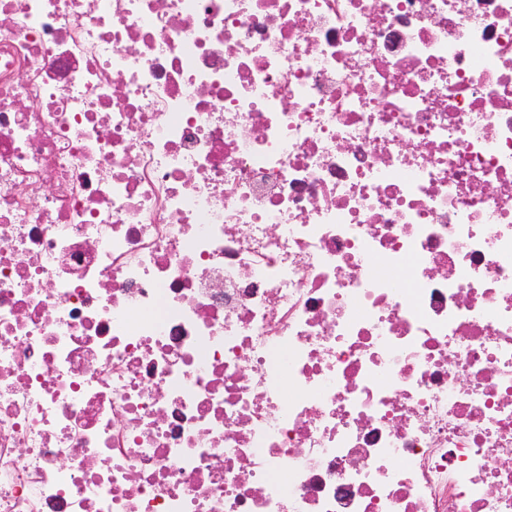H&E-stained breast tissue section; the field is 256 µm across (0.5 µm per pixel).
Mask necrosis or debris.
<instances>
[{
	"label": "necrosis or debris",
	"instance_id": "necrosis-or-debris-1",
	"mask_svg": "<svg viewBox=\"0 0 512 512\" xmlns=\"http://www.w3.org/2000/svg\"><path fill=\"white\" fill-rule=\"evenodd\" d=\"M0 512H512V0H0Z\"/></svg>",
	"mask_w": 512,
	"mask_h": 512
}]
</instances>
